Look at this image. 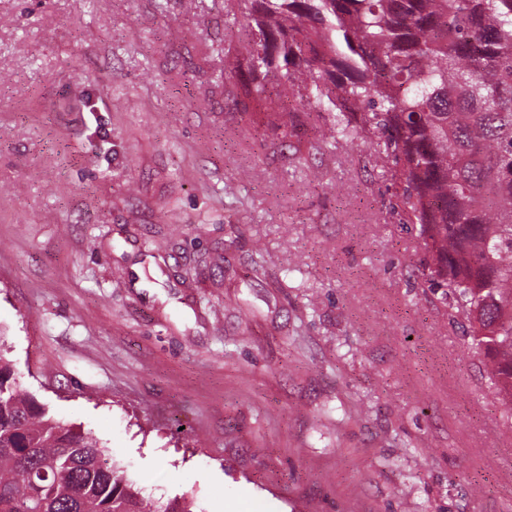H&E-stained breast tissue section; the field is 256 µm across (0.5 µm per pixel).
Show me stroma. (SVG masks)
Masks as SVG:
<instances>
[{
    "label": "stroma",
    "mask_w": 512,
    "mask_h": 512,
    "mask_svg": "<svg viewBox=\"0 0 512 512\" xmlns=\"http://www.w3.org/2000/svg\"><path fill=\"white\" fill-rule=\"evenodd\" d=\"M248 35L235 0H0L22 388L197 512H512V418L423 286L387 164L232 96Z\"/></svg>",
    "instance_id": "obj_1"
}]
</instances>
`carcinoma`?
<instances>
[{
  "instance_id": "obj_1",
  "label": "carcinoma",
  "mask_w": 512,
  "mask_h": 512,
  "mask_svg": "<svg viewBox=\"0 0 512 512\" xmlns=\"http://www.w3.org/2000/svg\"><path fill=\"white\" fill-rule=\"evenodd\" d=\"M250 30L224 80L265 103L327 114L391 162L418 225L420 277L463 315L491 393L512 412V0H239ZM0 512H194L143 493L91 434L56 420L0 352Z\"/></svg>"
}]
</instances>
